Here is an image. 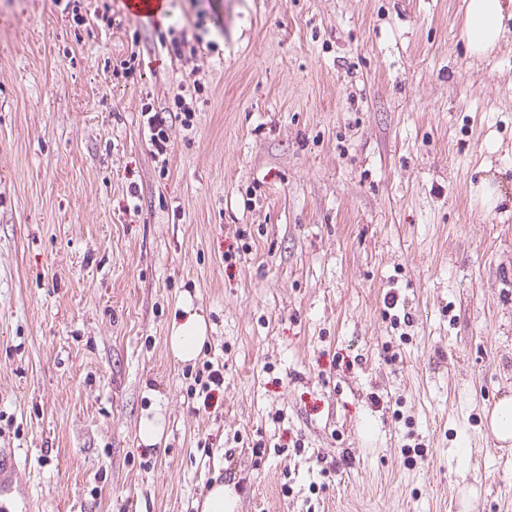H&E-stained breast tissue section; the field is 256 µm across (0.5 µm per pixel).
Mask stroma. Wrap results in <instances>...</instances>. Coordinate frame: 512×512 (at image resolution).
<instances>
[{
	"instance_id": "obj_1",
	"label": "stroma",
	"mask_w": 512,
	"mask_h": 512,
	"mask_svg": "<svg viewBox=\"0 0 512 512\" xmlns=\"http://www.w3.org/2000/svg\"><path fill=\"white\" fill-rule=\"evenodd\" d=\"M165 2L104 31L0 0V448L34 512L217 481L236 512H512V18L477 56L464 0ZM200 17L211 49H161ZM196 79L158 161L141 107ZM173 321L169 336L172 354L179 361H191L197 357L207 340L203 318L190 305ZM489 426L503 445L512 443V396L497 401L490 411Z\"/></svg>"
}]
</instances>
